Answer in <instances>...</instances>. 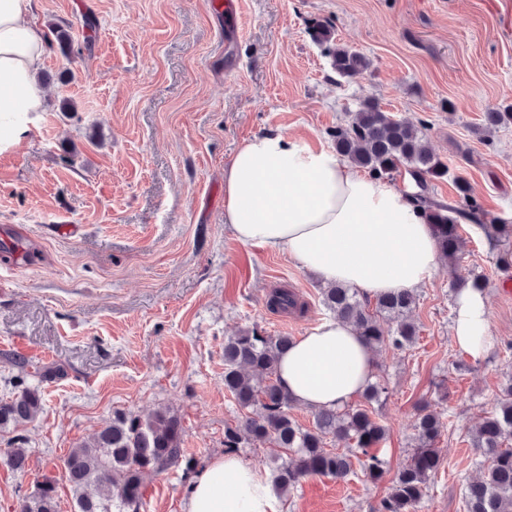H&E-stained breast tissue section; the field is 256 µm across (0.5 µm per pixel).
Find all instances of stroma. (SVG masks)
I'll use <instances>...</instances> for the list:
<instances>
[{
  "instance_id": "stroma-1",
  "label": "stroma",
  "mask_w": 512,
  "mask_h": 512,
  "mask_svg": "<svg viewBox=\"0 0 512 512\" xmlns=\"http://www.w3.org/2000/svg\"><path fill=\"white\" fill-rule=\"evenodd\" d=\"M224 3L37 0L44 110L0 154V238L10 241L0 248V398L16 389L14 355L67 375L45 387L33 422L0 432V512H16L42 474L61 475L69 450L117 411L173 409L186 455L209 464L241 414L224 390L225 339L248 327L298 337L323 317L319 278L281 251L236 241L224 223V168L244 140L280 130L331 146V131L370 97L394 118L425 122L448 165L436 198L454 199L462 175L488 211L512 220V125L483 129L486 112L512 105V0H241L233 37ZM317 21L369 68L338 77L311 33ZM57 26L74 37L71 55ZM61 224L75 233L58 234ZM463 237L459 268L440 266L416 290L417 343L376 354L389 398L374 416L390 471L376 481L358 466L343 480L306 477L283 512H374L427 400L447 426L418 512H463L479 474L468 436L512 374V279L479 229ZM27 247L38 251L29 261ZM460 270L485 278L494 338L462 372L452 341ZM277 288L293 289L304 313L271 312ZM16 445L28 455L22 473L8 464ZM188 498L172 467L153 478L140 512H187Z\"/></svg>"
}]
</instances>
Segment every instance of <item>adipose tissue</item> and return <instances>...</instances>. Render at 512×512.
I'll list each match as a JSON object with an SVG mask.
<instances>
[{
    "mask_svg": "<svg viewBox=\"0 0 512 512\" xmlns=\"http://www.w3.org/2000/svg\"><path fill=\"white\" fill-rule=\"evenodd\" d=\"M32 9L33 0H0V152L22 141L43 107L46 43L30 24ZM224 222L238 242L284 250L325 284L374 297L424 284L441 261L430 225L393 184L280 131L244 141L225 169ZM452 335L471 358L490 351L486 294L456 293ZM375 372L355 328L333 318L295 339L278 365L289 396L315 410L350 404ZM187 512L282 509L265 470L224 455L196 476Z\"/></svg>",
    "mask_w": 512,
    "mask_h": 512,
    "instance_id": "obj_1",
    "label": "adipose tissue"
}]
</instances>
